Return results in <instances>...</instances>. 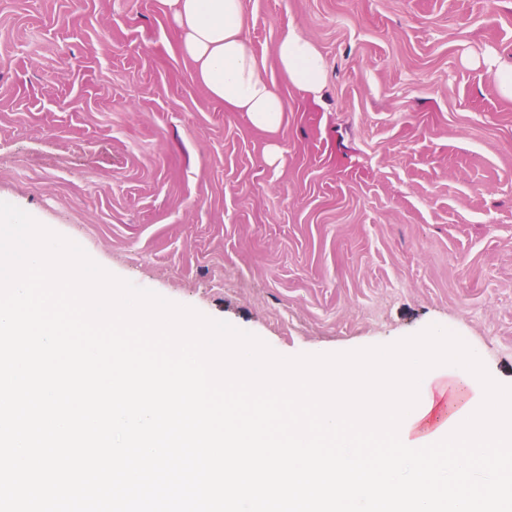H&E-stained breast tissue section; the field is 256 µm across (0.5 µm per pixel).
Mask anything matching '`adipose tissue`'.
I'll return each instance as SVG.
<instances>
[{
    "instance_id": "adipose-tissue-1",
    "label": "adipose tissue",
    "mask_w": 512,
    "mask_h": 512,
    "mask_svg": "<svg viewBox=\"0 0 512 512\" xmlns=\"http://www.w3.org/2000/svg\"><path fill=\"white\" fill-rule=\"evenodd\" d=\"M178 31V48L193 62L195 78L226 108L246 113L260 129L276 132L285 101L268 78L245 33L242 0H161ZM276 62L289 83L320 98L327 66L317 46L288 27L276 46Z\"/></svg>"
}]
</instances>
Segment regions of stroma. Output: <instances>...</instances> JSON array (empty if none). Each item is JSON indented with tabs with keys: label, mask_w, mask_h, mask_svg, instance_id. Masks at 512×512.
<instances>
[{
	"label": "stroma",
	"mask_w": 512,
	"mask_h": 512,
	"mask_svg": "<svg viewBox=\"0 0 512 512\" xmlns=\"http://www.w3.org/2000/svg\"><path fill=\"white\" fill-rule=\"evenodd\" d=\"M243 12L274 133L198 84L160 0H0V201L280 355L437 324L512 386V99L487 64L512 61V0ZM291 24L321 99L276 64Z\"/></svg>",
	"instance_id": "1"
}]
</instances>
